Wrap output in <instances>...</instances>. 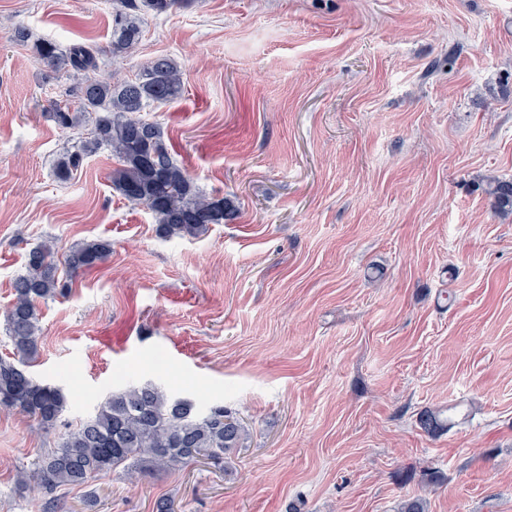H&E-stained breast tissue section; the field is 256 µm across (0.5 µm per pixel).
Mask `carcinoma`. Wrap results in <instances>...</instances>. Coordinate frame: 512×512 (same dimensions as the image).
Listing matches in <instances>:
<instances>
[{
    "mask_svg": "<svg viewBox=\"0 0 512 512\" xmlns=\"http://www.w3.org/2000/svg\"><path fill=\"white\" fill-rule=\"evenodd\" d=\"M179 3L120 0L121 8L113 14L112 54H121L139 41L145 15H160ZM16 37L22 43L32 42L36 57L51 71L84 73L71 90L80 100V110L55 103L49 111L61 129L78 126L84 112L96 114L80 145L57 157L58 180L70 179L85 157L104 148L118 161L112 172L114 186L125 199L151 211L163 237L199 236L209 225L224 223L228 203L200 191L172 157L159 125L141 116L182 96V74L170 59L158 57L136 80L112 84L92 76L99 64L88 46L63 49L52 40L32 39L24 28L17 29ZM485 193L498 214L512 215V179L488 177ZM111 253V241L93 239L71 247L64 264L74 277L105 262ZM58 270L54 242L43 241L29 249L25 271L14 279L13 302L4 314L13 360L0 359V412L31 418L46 438L62 426L68 397L62 387L36 380L29 367L40 332L37 303L62 296L69 288ZM419 424L427 433H439L450 427V416L443 409L425 410ZM248 438V427L236 413L222 406L200 410L191 399L180 401L153 382H140L112 393L95 415L68 428L56 447L37 449L32 467L19 473L18 484L51 494L107 477L119 468L131 476L167 470L193 461L191 448L215 463H226L234 451L246 447Z\"/></svg>",
    "mask_w": 512,
    "mask_h": 512,
    "instance_id": "1",
    "label": "carcinoma"
}]
</instances>
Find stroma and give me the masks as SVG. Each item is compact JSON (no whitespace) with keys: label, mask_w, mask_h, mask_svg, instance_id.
<instances>
[{"label":"stroma","mask_w":512,"mask_h":512,"mask_svg":"<svg viewBox=\"0 0 512 512\" xmlns=\"http://www.w3.org/2000/svg\"><path fill=\"white\" fill-rule=\"evenodd\" d=\"M117 4L0 0V315L31 247L108 239L39 305L31 373L64 389L65 422L150 379L250 435L227 465L59 490L58 512H512V216L484 192L512 178V0H185L116 56ZM20 26L93 48L116 83L174 60L183 95L146 117L234 216L161 237L104 150L58 181L77 136L48 110L78 108L82 76ZM56 443L0 413V512H37L16 480ZM448 411L443 409L423 411L419 416V424L421 428L430 434L447 431L451 425V418L447 414Z\"/></svg>","instance_id":"stroma-1"}]
</instances>
